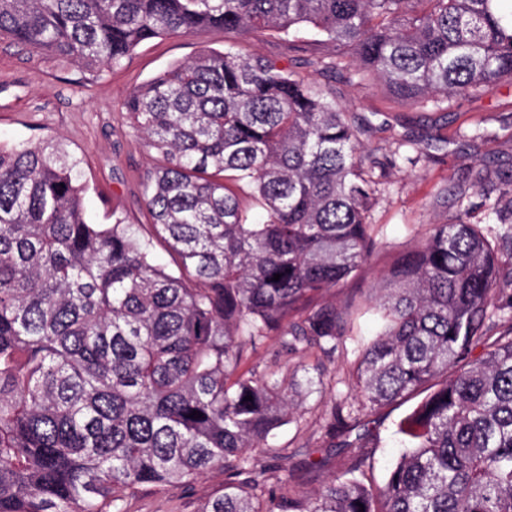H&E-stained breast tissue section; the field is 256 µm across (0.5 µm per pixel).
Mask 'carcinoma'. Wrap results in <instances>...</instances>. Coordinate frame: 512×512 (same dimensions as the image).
<instances>
[{"mask_svg": "<svg viewBox=\"0 0 512 512\" xmlns=\"http://www.w3.org/2000/svg\"><path fill=\"white\" fill-rule=\"evenodd\" d=\"M304 27L336 47L305 59L313 71L372 75L413 103L512 80V0H0L1 38L91 71L172 34L292 44ZM123 108L159 161L146 229L115 211L91 223L61 145L0 147V512H125L128 491L214 470L224 489L197 512H512V326L495 320L512 312V271L489 229L466 210L432 225L377 288L354 398L369 412L419 398L383 484L366 478L364 434L315 495H286L294 471L251 459L314 380L286 386L252 358L272 336L335 353L346 318L331 293L375 251L368 217L395 161L365 152L316 83L233 45ZM357 426L332 408L329 431Z\"/></svg>", "mask_w": 512, "mask_h": 512, "instance_id": "obj_1", "label": "carcinoma"}]
</instances>
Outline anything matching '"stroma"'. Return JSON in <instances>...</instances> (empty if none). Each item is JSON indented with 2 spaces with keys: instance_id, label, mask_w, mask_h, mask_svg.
<instances>
[{
  "instance_id": "1",
  "label": "stroma",
  "mask_w": 512,
  "mask_h": 512,
  "mask_svg": "<svg viewBox=\"0 0 512 512\" xmlns=\"http://www.w3.org/2000/svg\"><path fill=\"white\" fill-rule=\"evenodd\" d=\"M220 29L171 35L141 44L120 69L86 70L81 65L33 49L9 38L0 39V146L37 140L61 144L80 163L87 181L84 203L89 218L108 224L113 213L127 223L150 218L141 181L156 157L130 126L122 102L133 87L169 66L211 49H223ZM242 51L272 61L318 83L362 126L365 150L391 157L398 141L421 152L417 165L397 163L376 187L377 201L369 221L379 244L378 255L355 276L337 287V304L352 302V315L333 357L312 350L282 351L277 338L258 349L260 370L285 382L322 371L324 382L300 399L292 421L270 443L261 462L277 464L328 458L323 476L335 472L337 449L326 434V418L334 404L350 402L351 373L378 320L375 286L391 259L421 241L430 225L455 220L467 209L473 224H494L490 206L512 200V82L504 81L465 97L441 103L410 105L378 86L364 87L334 76H322L305 65V55L276 36L242 37ZM409 404L385 409L377 448L370 451L372 483L385 479L398 452L397 422ZM224 476L213 472L192 486L143 487L126 497V512H195L201 500L222 489Z\"/></svg>"
}]
</instances>
